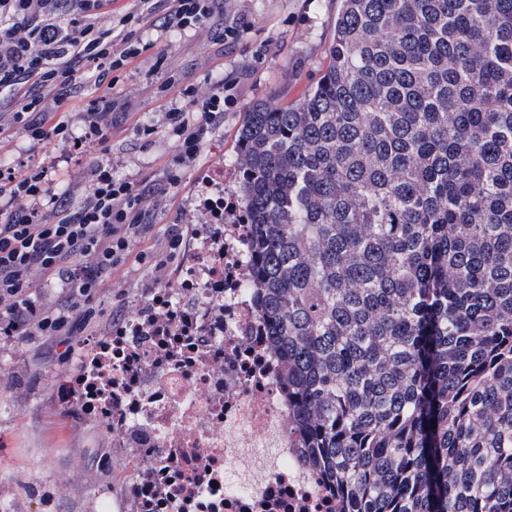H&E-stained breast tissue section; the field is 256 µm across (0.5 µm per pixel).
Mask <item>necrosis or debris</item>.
<instances>
[{
  "mask_svg": "<svg viewBox=\"0 0 512 512\" xmlns=\"http://www.w3.org/2000/svg\"><path fill=\"white\" fill-rule=\"evenodd\" d=\"M248 228H199L172 288L142 300L177 340L135 323L84 354L55 387L132 449L128 512H338L334 487L305 462L282 361L256 322L243 255Z\"/></svg>",
  "mask_w": 512,
  "mask_h": 512,
  "instance_id": "necrosis-or-debris-1",
  "label": "necrosis or debris"
}]
</instances>
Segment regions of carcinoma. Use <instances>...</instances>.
<instances>
[{"label":"carcinoma","instance_id":"carcinoma-1","mask_svg":"<svg viewBox=\"0 0 512 512\" xmlns=\"http://www.w3.org/2000/svg\"><path fill=\"white\" fill-rule=\"evenodd\" d=\"M237 132L250 287L339 512H512V0H341Z\"/></svg>","mask_w":512,"mask_h":512}]
</instances>
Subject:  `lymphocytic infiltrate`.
<instances>
[{
	"label": "lymphocytic infiltrate",
	"mask_w": 512,
	"mask_h": 512,
	"mask_svg": "<svg viewBox=\"0 0 512 512\" xmlns=\"http://www.w3.org/2000/svg\"><path fill=\"white\" fill-rule=\"evenodd\" d=\"M165 2L158 19L150 0L113 16L103 0H0V135L22 134L27 153L0 165L1 337L82 330L85 304L131 260L150 268L157 287L171 285L170 265L183 247L178 226L159 249L142 242L223 121L224 86L202 93L169 77L180 106L134 125L139 138L171 139L165 176L131 180L110 160L112 130L129 117L119 73L151 48L137 30L204 29L221 43L236 28L224 22V0ZM79 97L80 112L61 111ZM58 150L85 158L79 181L55 177L50 157Z\"/></svg>",
	"instance_id": "obj_1"
}]
</instances>
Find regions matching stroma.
<instances>
[{
    "mask_svg": "<svg viewBox=\"0 0 512 512\" xmlns=\"http://www.w3.org/2000/svg\"><path fill=\"white\" fill-rule=\"evenodd\" d=\"M340 0H224L225 21H241L236 39L219 45L206 32L168 33L135 64L120 85L131 111L152 118L177 96L166 80L207 90L223 83L224 124L202 150L199 163L185 172L179 193L158 210L156 235L174 221L195 222V209L216 165L224 167V198L235 201V141L247 109L254 103H293L316 82L328 63ZM171 151L167 139L143 145L131 123L112 131V164L119 176H161ZM147 269L135 262L116 269L110 287L89 302L91 319L78 336H31L0 342V496L22 512H96L97 494H118L130 469L129 455L101 457L111 449L105 427L84 417L77 405L57 404L53 386L75 373L91 342L104 336L117 310L139 305Z\"/></svg>",
    "mask_w": 512,
    "mask_h": 512,
    "instance_id": "35a3bbf8",
    "label": "stroma"
}]
</instances>
